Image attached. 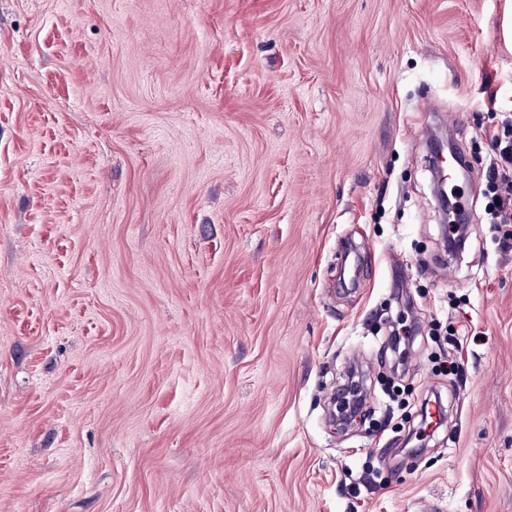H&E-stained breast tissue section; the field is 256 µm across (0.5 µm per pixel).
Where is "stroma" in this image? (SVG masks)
Listing matches in <instances>:
<instances>
[{
  "label": "stroma",
  "mask_w": 512,
  "mask_h": 512,
  "mask_svg": "<svg viewBox=\"0 0 512 512\" xmlns=\"http://www.w3.org/2000/svg\"><path fill=\"white\" fill-rule=\"evenodd\" d=\"M509 123L512 0H0V512H512ZM399 286L405 407L340 428ZM495 146L499 148L498 159L487 174V183L491 190L488 214L501 218L503 222L512 220V144L503 145L498 134H494Z\"/></svg>",
  "instance_id": "35a3bbf8"
}]
</instances>
